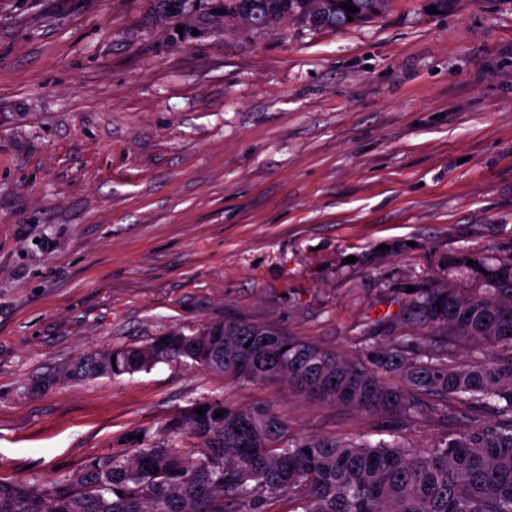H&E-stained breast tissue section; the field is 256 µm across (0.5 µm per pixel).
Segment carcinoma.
<instances>
[{"instance_id":"1","label":"carcinoma","mask_w":512,"mask_h":512,"mask_svg":"<svg viewBox=\"0 0 512 512\" xmlns=\"http://www.w3.org/2000/svg\"><path fill=\"white\" fill-rule=\"evenodd\" d=\"M343 2L359 11H345ZM224 4L226 20L243 14L270 29L297 18L343 29L379 16L389 0ZM459 279L480 288L464 294L453 287ZM407 320L441 330L446 351L427 353L420 337L410 336L376 345L365 363L238 319L90 351L64 374L83 382L184 358L409 426L430 409L454 422L437 446L298 438L269 405L235 408L206 397L165 422L161 443L144 431L131 440L134 447L91 457L62 479H0V512H269L280 501L292 505L289 512H512V254L449 255L448 283L417 289ZM463 341L471 345L468 362L453 355ZM185 439L196 440L197 458L183 451Z\"/></svg>"}]
</instances>
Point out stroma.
I'll return each instance as SVG.
<instances>
[{"instance_id": "35a3bbf8", "label": "stroma", "mask_w": 512, "mask_h": 512, "mask_svg": "<svg viewBox=\"0 0 512 512\" xmlns=\"http://www.w3.org/2000/svg\"><path fill=\"white\" fill-rule=\"evenodd\" d=\"M393 0L178 38L155 0H0V478L74 474L203 397L299 437L447 438L180 360L82 354L248 319L363 356L451 253H512V0ZM54 375L53 386H36Z\"/></svg>"}]
</instances>
